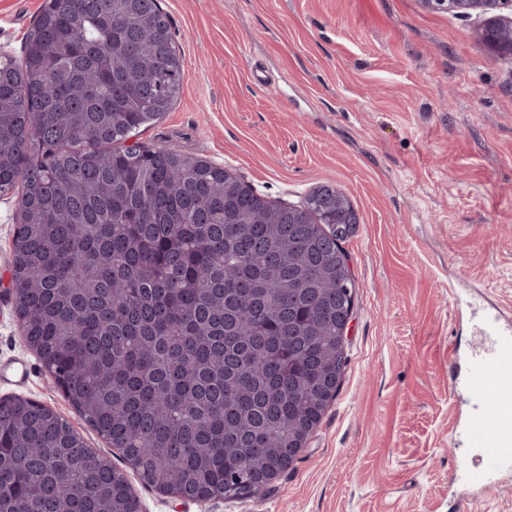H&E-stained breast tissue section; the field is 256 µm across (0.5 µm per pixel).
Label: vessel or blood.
<instances>
[{"instance_id":"vessel-or-blood-1","label":"vessel or blood","mask_w":512,"mask_h":512,"mask_svg":"<svg viewBox=\"0 0 512 512\" xmlns=\"http://www.w3.org/2000/svg\"><path fill=\"white\" fill-rule=\"evenodd\" d=\"M478 329L485 343L468 362L472 405L464 435L485 464L474 467L463 459L457 470L470 485L482 487L494 472L512 469V336L501 330L495 314L482 317Z\"/></svg>"}]
</instances>
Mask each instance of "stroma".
Segmentation results:
<instances>
[{
    "mask_svg": "<svg viewBox=\"0 0 512 512\" xmlns=\"http://www.w3.org/2000/svg\"><path fill=\"white\" fill-rule=\"evenodd\" d=\"M45 0H0V54L20 58ZM184 58L173 108L134 135L295 204L341 189L360 222L347 365L295 464L260 497L172 501L93 430L23 339L10 295L18 192L0 194V372L123 473L143 512H512V471L474 488L456 470L472 314L512 326V57L487 15L421 0H159ZM484 40L499 54L512 55V22L496 24L483 33Z\"/></svg>",
    "mask_w": 512,
    "mask_h": 512,
    "instance_id": "obj_1",
    "label": "stroma"
}]
</instances>
